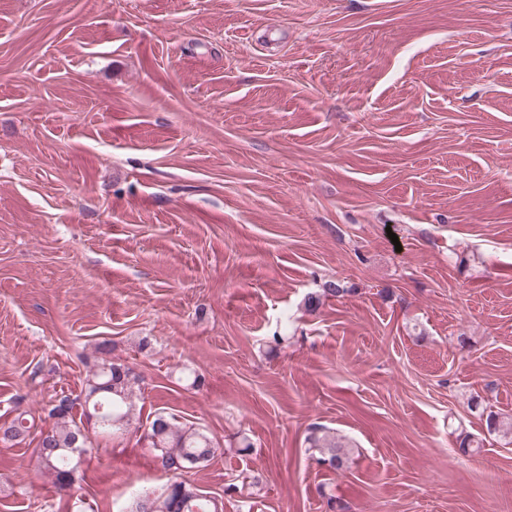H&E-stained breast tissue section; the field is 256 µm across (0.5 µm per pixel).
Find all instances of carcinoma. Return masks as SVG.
<instances>
[{
	"label": "carcinoma",
	"instance_id": "1",
	"mask_svg": "<svg viewBox=\"0 0 512 512\" xmlns=\"http://www.w3.org/2000/svg\"><path fill=\"white\" fill-rule=\"evenodd\" d=\"M342 292L344 289L335 284L323 289L325 296ZM321 296L307 295L305 309L315 311L321 304ZM98 352L101 358L87 372L81 394L52 397L48 401V417L53 420V426L41 433L37 458L39 467L52 477L59 489L72 485L74 474L91 444L76 421L77 415L95 418V428L102 436L125 431L135 415L138 377L132 368L111 358L109 343L99 344ZM485 422L490 432L512 431V421L493 411L486 414ZM30 429L28 419L20 413L0 426V443L20 444ZM144 438L149 441L155 461L169 480L157 492L136 495L127 512H218V499L201 493L184 479L188 470L200 467L215 456L217 448L210 437L193 426H179L172 418L158 413ZM307 443L320 454V462L331 469H340L349 460V444L325 427H312Z\"/></svg>",
	"mask_w": 512,
	"mask_h": 512
}]
</instances>
